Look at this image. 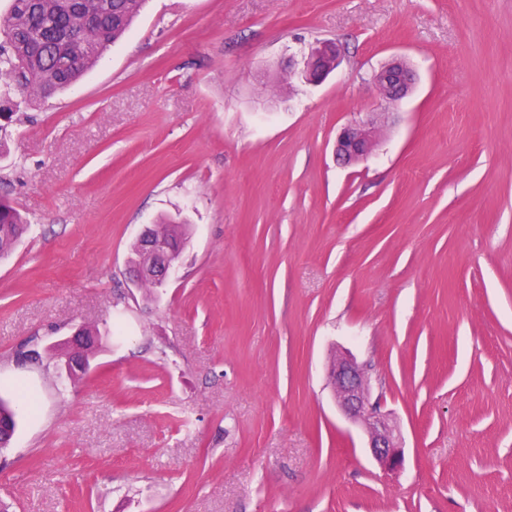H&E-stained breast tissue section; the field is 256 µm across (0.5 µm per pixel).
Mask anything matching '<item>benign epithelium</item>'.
I'll return each instance as SVG.
<instances>
[{"label": "benign epithelium", "mask_w": 512, "mask_h": 512, "mask_svg": "<svg viewBox=\"0 0 512 512\" xmlns=\"http://www.w3.org/2000/svg\"><path fill=\"white\" fill-rule=\"evenodd\" d=\"M343 48L330 40L313 45L306 58L302 76L309 83H317L333 72L341 62ZM373 82L387 107L396 109L415 84L413 68L402 58H393L373 74ZM378 142V126L373 114L348 122L336 138V158L345 165L366 159ZM141 258L129 265L136 282L144 279L163 286L178 265L181 251L156 234L154 225H147L139 234ZM60 350L59 373L73 379L76 371L87 370L85 353L88 336L80 326L68 337L56 341ZM336 404L354 423L361 424L368 435L371 456L386 472L396 473L404 465V448L396 426L378 407L370 403L368 382L356 361L338 354L329 370Z\"/></svg>", "instance_id": "1"}]
</instances>
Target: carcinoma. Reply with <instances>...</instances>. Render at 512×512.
<instances>
[{
    "label": "carcinoma",
    "instance_id": "1",
    "mask_svg": "<svg viewBox=\"0 0 512 512\" xmlns=\"http://www.w3.org/2000/svg\"><path fill=\"white\" fill-rule=\"evenodd\" d=\"M145 0H14L0 16V117L13 121L18 92L25 100L45 98L75 83L103 51L129 29ZM186 225H156L158 234L181 243ZM28 230V221L0 197V258ZM0 447L15 432L16 410L0 400Z\"/></svg>",
    "mask_w": 512,
    "mask_h": 512
}]
</instances>
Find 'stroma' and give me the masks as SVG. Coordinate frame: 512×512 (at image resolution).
<instances>
[{"mask_svg": "<svg viewBox=\"0 0 512 512\" xmlns=\"http://www.w3.org/2000/svg\"><path fill=\"white\" fill-rule=\"evenodd\" d=\"M319 40L340 66L289 77ZM393 57L417 83L342 165ZM18 116L0 196L34 226L0 260V397L36 404L0 449L9 512H512V0H147ZM167 216L185 244L149 290L128 258ZM79 324L102 344L73 389L48 346ZM339 351L399 474L336 405ZM374 112L365 118L348 122L336 138V158L345 165L355 164L366 159L378 142L377 121ZM329 374L337 406L349 420L365 428L373 459L386 472L400 471L405 457L397 428L370 403L368 382L360 366L349 355L336 354Z\"/></svg>", "mask_w": 512, "mask_h": 512, "instance_id": "35a3bbf8", "label": "stroma"}]
</instances>
